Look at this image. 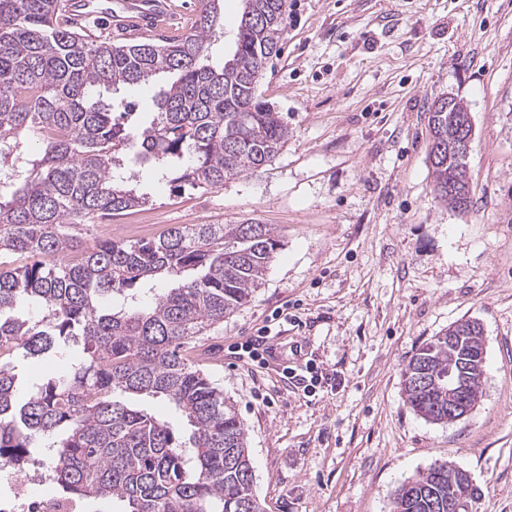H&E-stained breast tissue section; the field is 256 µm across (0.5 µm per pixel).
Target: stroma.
Returning a JSON list of instances; mask_svg holds the SVG:
<instances>
[{"mask_svg": "<svg viewBox=\"0 0 512 512\" xmlns=\"http://www.w3.org/2000/svg\"><path fill=\"white\" fill-rule=\"evenodd\" d=\"M288 4L258 83L289 130L280 154L213 188L143 172L151 202L94 234L252 221L278 236L261 288L194 352L247 430L265 512H390L446 460L480 490L471 512H512V0ZM444 94L474 125L465 212L433 192L427 109ZM463 317L484 329L479 403L432 423L406 404L402 371ZM264 329V362L238 358Z\"/></svg>", "mask_w": 512, "mask_h": 512, "instance_id": "35a3bbf8", "label": "stroma"}]
</instances>
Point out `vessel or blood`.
<instances>
[{"mask_svg":"<svg viewBox=\"0 0 512 512\" xmlns=\"http://www.w3.org/2000/svg\"><path fill=\"white\" fill-rule=\"evenodd\" d=\"M167 0H70V15L75 25L89 18H103L115 29L158 26L169 14Z\"/></svg>","mask_w":512,"mask_h":512,"instance_id":"vessel-or-blood-1","label":"vessel or blood"}]
</instances>
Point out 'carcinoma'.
Segmentation results:
<instances>
[{
    "mask_svg": "<svg viewBox=\"0 0 512 512\" xmlns=\"http://www.w3.org/2000/svg\"><path fill=\"white\" fill-rule=\"evenodd\" d=\"M222 0H197L191 32L114 44L73 28L63 0H0V466L16 473L33 440L49 451L56 493L118 501L122 512H264L253 492L247 434L224 390L192 359V342L261 287L280 241L268 224H174L160 237H96L70 228L142 207L116 163L139 165L177 190L215 187L258 170L288 142V126L257 97L266 60L279 51L288 0H244L232 59L210 64ZM176 79L149 120L127 124L104 93ZM462 112H429L433 190L467 210L468 163L449 146ZM27 137L40 139L25 151ZM29 262L18 265L16 257ZM171 287L154 292L150 284ZM485 351L433 337L403 370L413 412L448 417V371ZM66 359L17 394L20 364ZM165 402L185 428L139 399ZM478 489L430 466L397 490L392 512H447L448 494Z\"/></svg>",
    "mask_w": 512,
    "mask_h": 512,
    "instance_id": "1",
    "label": "carcinoma"
}]
</instances>
